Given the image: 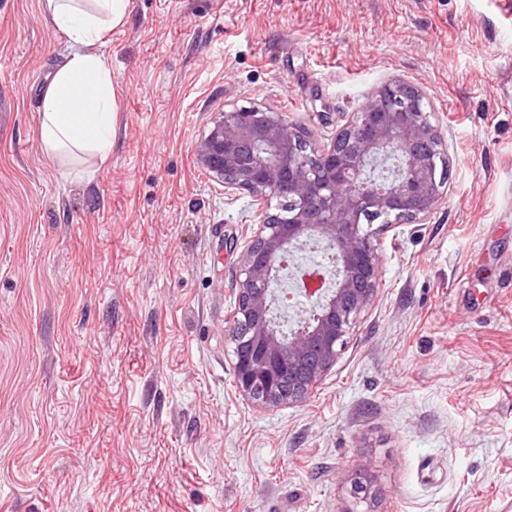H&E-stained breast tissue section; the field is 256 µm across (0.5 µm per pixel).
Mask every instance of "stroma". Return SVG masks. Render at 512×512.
Here are the masks:
<instances>
[{
    "mask_svg": "<svg viewBox=\"0 0 512 512\" xmlns=\"http://www.w3.org/2000/svg\"><path fill=\"white\" fill-rule=\"evenodd\" d=\"M103 51L116 138L64 180L38 111L68 44L0 0V512H512V0H130ZM395 79L451 186L381 235L309 397L259 409L230 334L256 207L195 148L250 104L329 142ZM352 476L351 491L355 496L365 500L376 496L377 492L373 484L374 479L368 467L365 465L356 466Z\"/></svg>",
    "mask_w": 512,
    "mask_h": 512,
    "instance_id": "35a3bbf8",
    "label": "stroma"
}]
</instances>
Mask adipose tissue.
<instances>
[{
    "label": "adipose tissue",
    "instance_id": "ef3b65f1",
    "mask_svg": "<svg viewBox=\"0 0 512 512\" xmlns=\"http://www.w3.org/2000/svg\"><path fill=\"white\" fill-rule=\"evenodd\" d=\"M43 7L70 53L42 98L41 141L61 161L63 179L89 177L96 161L107 158L117 132L119 92L101 48L124 25L129 0H44Z\"/></svg>",
    "mask_w": 512,
    "mask_h": 512
}]
</instances>
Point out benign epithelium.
<instances>
[{
  "label": "benign epithelium",
  "mask_w": 512,
  "mask_h": 512,
  "mask_svg": "<svg viewBox=\"0 0 512 512\" xmlns=\"http://www.w3.org/2000/svg\"><path fill=\"white\" fill-rule=\"evenodd\" d=\"M386 150L397 158L392 183L363 179L367 162ZM198 164L226 190L258 197V227L240 256L230 331L238 392L265 407L305 400L333 366L379 281V240L373 224L420 223L447 193L452 169L430 101L404 80L381 86L367 107L319 145L282 113L255 106L219 113L197 145ZM337 259L333 286L315 293L295 283L309 316L290 336L269 316L273 262L306 240ZM351 491L376 496L368 467L358 465Z\"/></svg>",
  "instance_id": "1"
}]
</instances>
